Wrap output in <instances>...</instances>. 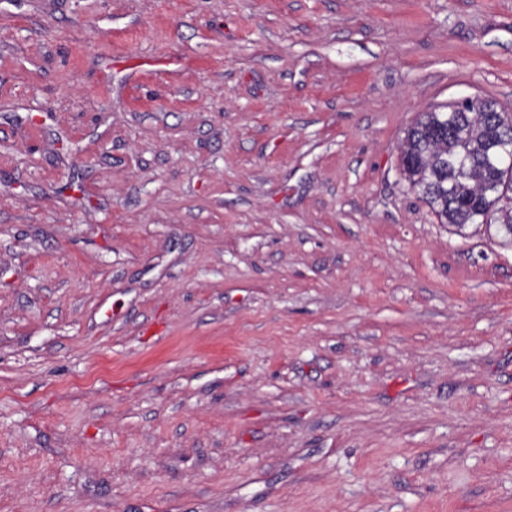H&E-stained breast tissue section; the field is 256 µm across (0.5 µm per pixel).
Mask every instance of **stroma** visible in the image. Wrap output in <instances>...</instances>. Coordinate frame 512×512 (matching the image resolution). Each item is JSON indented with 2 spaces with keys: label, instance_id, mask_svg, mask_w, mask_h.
I'll return each mask as SVG.
<instances>
[{
  "label": "stroma",
  "instance_id": "35a3bbf8",
  "mask_svg": "<svg viewBox=\"0 0 512 512\" xmlns=\"http://www.w3.org/2000/svg\"><path fill=\"white\" fill-rule=\"evenodd\" d=\"M512 113V0H0V512H512V246L399 144Z\"/></svg>",
  "mask_w": 512,
  "mask_h": 512
}]
</instances>
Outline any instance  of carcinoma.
Masks as SVG:
<instances>
[{
	"label": "carcinoma",
	"mask_w": 512,
	"mask_h": 512,
	"mask_svg": "<svg viewBox=\"0 0 512 512\" xmlns=\"http://www.w3.org/2000/svg\"><path fill=\"white\" fill-rule=\"evenodd\" d=\"M506 136L512 137V114L489 99L424 112L401 143L402 176L455 232L494 225L512 244V161L495 158Z\"/></svg>",
	"instance_id": "cac0c4a2"
}]
</instances>
